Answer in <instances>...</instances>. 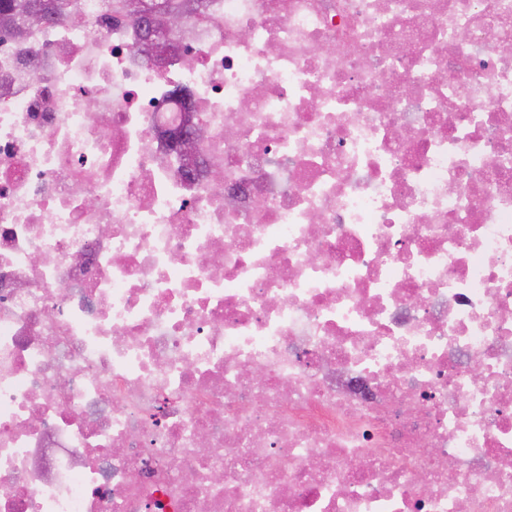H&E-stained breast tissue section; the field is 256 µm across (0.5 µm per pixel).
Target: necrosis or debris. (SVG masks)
I'll use <instances>...</instances> for the list:
<instances>
[{
    "label": "necrosis or debris",
    "mask_w": 512,
    "mask_h": 512,
    "mask_svg": "<svg viewBox=\"0 0 512 512\" xmlns=\"http://www.w3.org/2000/svg\"><path fill=\"white\" fill-rule=\"evenodd\" d=\"M82 3L0 41V512H512V0Z\"/></svg>",
    "instance_id": "necrosis-or-debris-1"
}]
</instances>
